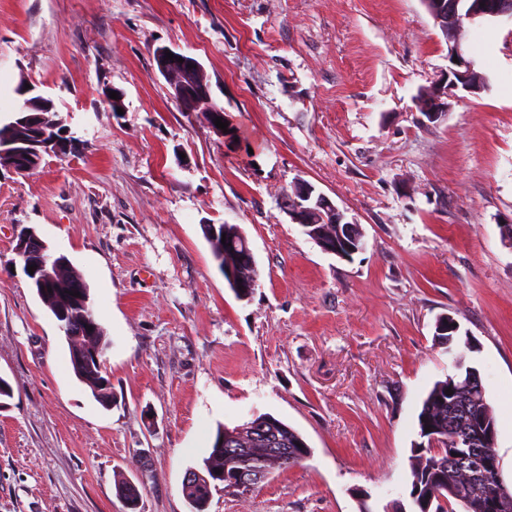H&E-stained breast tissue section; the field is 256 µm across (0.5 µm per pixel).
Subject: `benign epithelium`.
Returning a JSON list of instances; mask_svg holds the SVG:
<instances>
[{"label":"benign epithelium","mask_w":512,"mask_h":512,"mask_svg":"<svg viewBox=\"0 0 512 512\" xmlns=\"http://www.w3.org/2000/svg\"><path fill=\"white\" fill-rule=\"evenodd\" d=\"M432 18L440 24L448 44V72L435 82L429 89L427 101L423 106L426 118L439 121L445 118L448 104L444 98L448 92L461 88L475 93L482 89L480 75L475 73L472 64L465 59L460 39L463 22L477 18L508 17L512 19V0H423ZM173 53V59H166L165 51ZM154 60L158 72L167 80L171 88L172 98L184 112H204L209 123L218 117V108L211 98L210 84L207 82L204 69L198 60L176 49L158 46L154 52ZM28 137L17 138L13 133L0 135V156L7 159L6 166L14 172L27 174L37 169L45 156L61 154L58 140L47 138L38 125L28 123ZM281 208L292 223L304 228L314 224H334L338 237L327 239L312 233L315 243L326 253L346 258L361 251L365 247L363 233L359 225L346 221V217L336 204L315 186L305 180L297 181L293 192L287 193L281 200ZM231 245L238 248L240 262L252 266L256 263L247 237L231 240ZM15 253L23 259L25 265L37 266L42 272L41 281L52 280V270L58 265L56 255L48 250L46 244L37 236L26 232L19 234ZM477 438L488 447L496 444L497 430L494 422L481 416H474ZM252 433L268 445V453L289 462L302 461L307 458L309 450L292 453L282 447L275 437V429L268 428L266 423L257 421L247 424ZM484 472L495 474L493 483L487 485L484 494L486 512H504L512 502V487L503 484L500 478V461L495 455L485 458ZM269 478L266 469L250 463L236 472V482L242 489H251Z\"/></svg>","instance_id":"1"}]
</instances>
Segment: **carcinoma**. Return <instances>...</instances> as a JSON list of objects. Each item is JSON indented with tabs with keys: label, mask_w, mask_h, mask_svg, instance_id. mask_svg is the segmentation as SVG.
<instances>
[{
	"label": "carcinoma",
	"mask_w": 512,
	"mask_h": 512,
	"mask_svg": "<svg viewBox=\"0 0 512 512\" xmlns=\"http://www.w3.org/2000/svg\"><path fill=\"white\" fill-rule=\"evenodd\" d=\"M240 231L238 224H220L211 227L203 225V233L210 244L214 259L219 269L235 268L238 258L235 252L227 250L222 244V237H236ZM81 276V272L73 263L62 267L52 286V293L42 298L52 315L64 309L69 317L78 320L84 316L94 317L90 304V289H85L79 297L70 295V289L65 283L74 277ZM79 343L105 352L108 347L107 334L100 323H95V329L89 335L74 336L67 340V345ZM104 364H92V370L85 372L72 366L73 373L78 381L86 385L94 398L104 407L112 405V386L110 379L103 375ZM454 398L445 393L448 389V380L436 381L423 400L418 415L419 437L421 441L414 443L410 460L412 476L411 499L416 512H454L448 504H456L454 492L458 487L467 488L468 502L465 512H484L483 485L471 480L472 467L478 465L477 460L464 461L453 456L457 452L453 437L456 431L462 429L466 414L481 409L490 420L495 419L490 404L483 401V395L462 381H455ZM430 431H425V428ZM276 430L280 439L287 448L297 447L302 437L282 421H277ZM440 435L448 440L449 445L443 448L430 447V439ZM224 442V447L212 448L209 457L203 461V478L192 485L183 487V494L191 506L192 512H206L211 486L219 481L224 488L234 492L238 488L233 484L234 473L240 467L238 456L225 453V449L233 448L239 456L250 457L262 463L269 471L283 470L286 465L278 462L266 454L264 446L254 442L247 434L243 435L238 427L219 426L216 431L215 442Z\"/></svg>",
	"instance_id": "1"
}]
</instances>
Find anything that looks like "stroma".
I'll use <instances>...</instances> for the list:
<instances>
[{
  "label": "stroma",
  "mask_w": 512,
  "mask_h": 512,
  "mask_svg": "<svg viewBox=\"0 0 512 512\" xmlns=\"http://www.w3.org/2000/svg\"><path fill=\"white\" fill-rule=\"evenodd\" d=\"M481 91L435 123L416 96L448 69L422 0H0V120L27 81L76 140L0 166V512H190L188 468L218 425L270 414L310 449L206 512L410 506L418 413L457 375L434 341L453 317L496 418L512 485V19L465 23ZM196 58L230 131L184 112L153 59ZM123 93L121 112L107 96ZM360 225L325 253L282 211L296 180ZM237 224L260 272L229 288L202 224ZM34 228L90 287L105 328L104 408L73 375L56 319L14 254Z\"/></svg>",
  "instance_id": "stroma-1"
}]
</instances>
